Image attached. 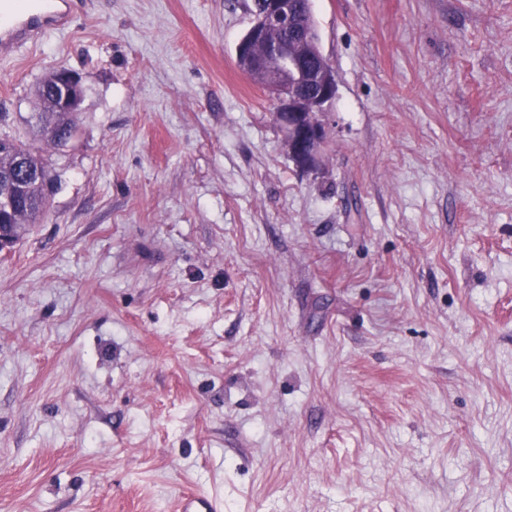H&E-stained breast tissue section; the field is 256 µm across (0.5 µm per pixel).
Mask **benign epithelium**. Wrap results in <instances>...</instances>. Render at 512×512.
I'll return each instance as SVG.
<instances>
[{
  "instance_id": "obj_1",
  "label": "benign epithelium",
  "mask_w": 512,
  "mask_h": 512,
  "mask_svg": "<svg viewBox=\"0 0 512 512\" xmlns=\"http://www.w3.org/2000/svg\"><path fill=\"white\" fill-rule=\"evenodd\" d=\"M253 22L236 47L239 67L252 80L264 86L277 101L274 121L281 134V146L303 172L316 170L327 141V130L320 119L324 106L336 97V76L326 60L310 67L305 57L294 51L298 43L319 46L312 0H261L252 12ZM41 100H49L52 111L68 116L77 114L83 102L82 78L68 70H57L41 84ZM12 158L7 187L0 189V252L15 243L11 220L28 202L32 185L41 186L42 202H47L53 181L33 167L27 155L16 151L14 142L0 138V156Z\"/></svg>"
}]
</instances>
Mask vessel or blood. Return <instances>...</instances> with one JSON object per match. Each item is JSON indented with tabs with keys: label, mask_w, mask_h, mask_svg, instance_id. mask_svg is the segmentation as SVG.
Instances as JSON below:
<instances>
[{
	"label": "vessel or blood",
	"mask_w": 512,
	"mask_h": 512,
	"mask_svg": "<svg viewBox=\"0 0 512 512\" xmlns=\"http://www.w3.org/2000/svg\"><path fill=\"white\" fill-rule=\"evenodd\" d=\"M68 20V0H0V47L20 48L41 41ZM177 512H219V506L207 496L186 494Z\"/></svg>",
	"instance_id": "vessel-or-blood-1"
}]
</instances>
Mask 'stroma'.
I'll use <instances>...</instances> for the list:
<instances>
[{
    "instance_id": "obj_1",
    "label": "stroma",
    "mask_w": 512,
    "mask_h": 512,
    "mask_svg": "<svg viewBox=\"0 0 512 512\" xmlns=\"http://www.w3.org/2000/svg\"><path fill=\"white\" fill-rule=\"evenodd\" d=\"M250 0H75L0 130L83 76L0 256V512H512V0H314L317 171ZM253 22L236 47L239 67L264 86L277 101L274 121L281 146L303 172L321 162L327 130L320 119L336 97V76L319 45L311 0H260ZM302 2V4H299ZM272 29L282 30L271 38ZM297 43L314 45L321 62L309 67L310 55L294 51ZM42 104L48 98L53 112H40L39 122L43 135L53 143L67 142L75 134L74 117L80 110L85 95V87L82 78L68 70H57L50 74L41 84L39 90ZM63 113L70 118L61 117L57 113ZM67 121V125L60 126L54 133V138L49 136V128L58 122ZM57 140V141H55ZM60 141V142H59ZM220 506L201 494H186L179 499L178 512H218Z\"/></svg>"
}]
</instances>
